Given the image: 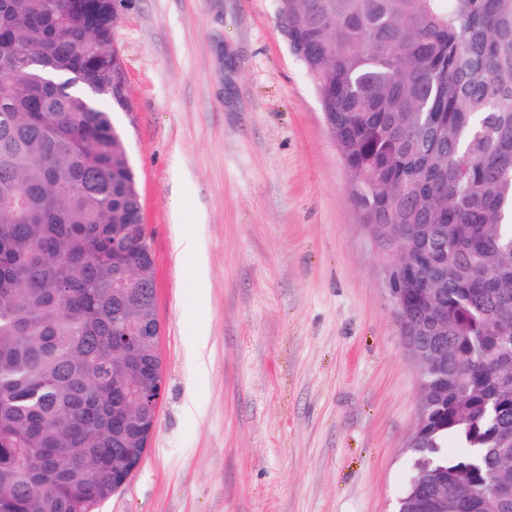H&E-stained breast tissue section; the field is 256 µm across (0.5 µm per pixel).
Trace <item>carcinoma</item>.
<instances>
[{"label": "carcinoma", "mask_w": 512, "mask_h": 512, "mask_svg": "<svg viewBox=\"0 0 512 512\" xmlns=\"http://www.w3.org/2000/svg\"><path fill=\"white\" fill-rule=\"evenodd\" d=\"M111 0H0V512H98L137 392L155 288L125 143L92 94L121 68ZM288 46L368 224L414 262L399 320L446 317L412 492L432 473L481 500L512 432V0H288ZM31 55L51 74L31 79ZM120 248L123 264L112 262ZM443 287L429 291L428 280Z\"/></svg>", "instance_id": "carcinoma-1"}]
</instances>
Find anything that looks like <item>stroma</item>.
<instances>
[{"label": "stroma", "mask_w": 512, "mask_h": 512, "mask_svg": "<svg viewBox=\"0 0 512 512\" xmlns=\"http://www.w3.org/2000/svg\"><path fill=\"white\" fill-rule=\"evenodd\" d=\"M112 38L165 392L101 512H397L418 369L274 0H122Z\"/></svg>", "instance_id": "35a3bbf8"}]
</instances>
